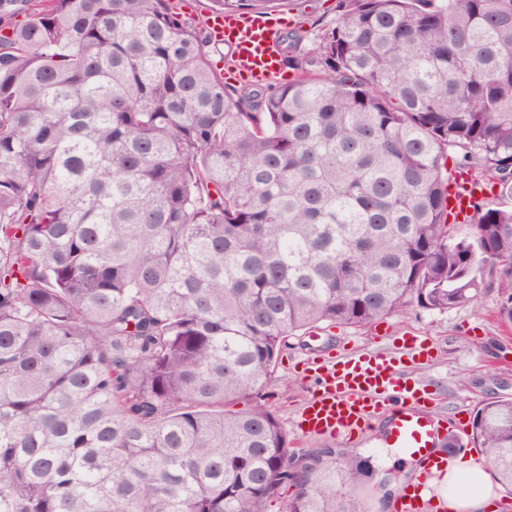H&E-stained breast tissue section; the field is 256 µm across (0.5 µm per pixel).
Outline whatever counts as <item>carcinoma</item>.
Masks as SVG:
<instances>
[{
  "mask_svg": "<svg viewBox=\"0 0 512 512\" xmlns=\"http://www.w3.org/2000/svg\"><path fill=\"white\" fill-rule=\"evenodd\" d=\"M261 12L277 0H216ZM0 0V512H358L265 406L288 337L499 295L512 0H338L237 90L175 0ZM22 20H17V17ZM460 175L499 200L447 206ZM470 443L512 492V398Z\"/></svg>",
  "mask_w": 512,
  "mask_h": 512,
  "instance_id": "carcinoma-1",
  "label": "carcinoma"
}]
</instances>
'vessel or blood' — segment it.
<instances>
[{
    "label": "vessel or blood",
    "mask_w": 512,
    "mask_h": 512,
    "mask_svg": "<svg viewBox=\"0 0 512 512\" xmlns=\"http://www.w3.org/2000/svg\"><path fill=\"white\" fill-rule=\"evenodd\" d=\"M210 32L232 46L234 65L248 77L260 80L276 72L280 28L268 14H216ZM431 360L429 342L410 336L393 355L370 351L347 360L323 356L302 365L312 393L298 412L299 434L348 440L366 436L379 424L385 447L422 464L419 483L399 491L398 512H447L433 485L448 467L447 458L434 454L447 430L432 412L434 392L407 374L408 368Z\"/></svg>",
    "instance_id": "1"
}]
</instances>
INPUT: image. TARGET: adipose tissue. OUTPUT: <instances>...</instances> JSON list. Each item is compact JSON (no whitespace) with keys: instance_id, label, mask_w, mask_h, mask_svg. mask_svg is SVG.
<instances>
[{"instance_id":"1","label":"adipose tissue","mask_w":512,"mask_h":512,"mask_svg":"<svg viewBox=\"0 0 512 512\" xmlns=\"http://www.w3.org/2000/svg\"><path fill=\"white\" fill-rule=\"evenodd\" d=\"M442 484L448 490V512H484L493 494L485 465L466 458L449 462Z\"/></svg>"}]
</instances>
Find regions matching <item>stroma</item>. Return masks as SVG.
I'll list each match as a JSON object with an SVG mask.
<instances>
[{
  "label": "stroma",
  "mask_w": 512,
  "mask_h": 512,
  "mask_svg": "<svg viewBox=\"0 0 512 512\" xmlns=\"http://www.w3.org/2000/svg\"><path fill=\"white\" fill-rule=\"evenodd\" d=\"M337 0H279L277 9L288 18V30L316 33L338 17ZM496 291L484 293L477 305L451 310L416 308L403 316L385 318L366 327H326L306 336H292L279 358L275 382L253 395L232 403L239 411L262 404L279 419L296 453L329 447V440L298 434L295 420L311 393L302 376L303 361L313 354H336L348 358L364 350L396 351V337L412 334L432 342L434 361L413 369L417 379L431 385L437 395V410L449 418H460L462 428H449V435L467 439L475 408L484 401L512 398V327L496 317ZM361 457L375 468L370 492L360 498V512H391V495L411 481L408 462L396 449L382 445L380 432L356 442Z\"/></svg>",
  "instance_id": "35a3bbf8"
}]
</instances>
